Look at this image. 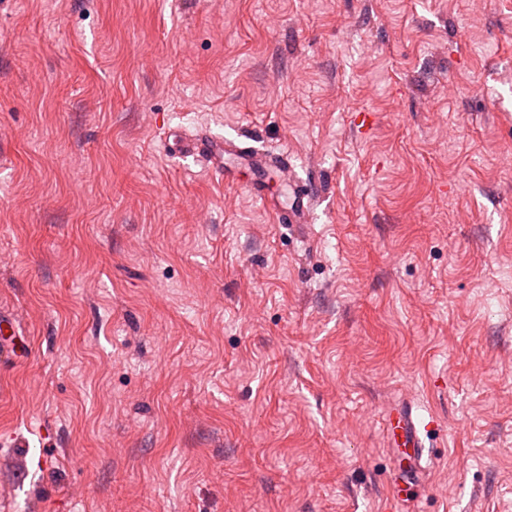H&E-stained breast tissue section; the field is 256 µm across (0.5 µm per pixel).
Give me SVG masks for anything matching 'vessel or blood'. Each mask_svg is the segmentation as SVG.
Instances as JSON below:
<instances>
[{"mask_svg": "<svg viewBox=\"0 0 512 512\" xmlns=\"http://www.w3.org/2000/svg\"><path fill=\"white\" fill-rule=\"evenodd\" d=\"M180 151L192 154L208 164L216 173H224V159L234 155L247 161L253 158L254 150L242 146L241 143L215 139L209 136L185 139L179 141ZM314 204L311 194L304 193L295 197L288 210L276 211L275 217L283 224L305 223ZM434 426L433 419L423 417L414 403H406L398 407L394 415L388 416L385 434V445L389 448L401 449L411 461L409 481L411 484L424 485L427 473L422 469L420 461L426 448V438Z\"/></svg>", "mask_w": 512, "mask_h": 512, "instance_id": "obj_1", "label": "vessel or blood"}]
</instances>
